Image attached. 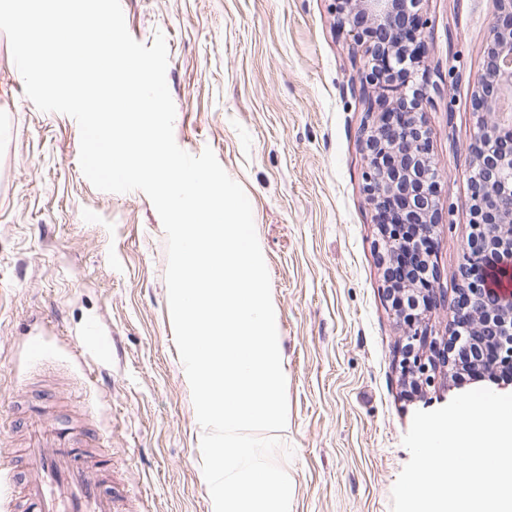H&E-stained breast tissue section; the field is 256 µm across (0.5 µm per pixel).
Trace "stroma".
<instances>
[{
	"label": "stroma",
	"mask_w": 512,
	"mask_h": 512,
	"mask_svg": "<svg viewBox=\"0 0 512 512\" xmlns=\"http://www.w3.org/2000/svg\"><path fill=\"white\" fill-rule=\"evenodd\" d=\"M130 35L164 34L177 145L211 149L244 189L271 282L286 378L277 462L290 512H391L416 411L465 388L443 368L411 387L409 330L387 298L386 244L368 200L369 54L336 0H121ZM497 0H424L416 80L442 222L429 257L439 298L418 327L447 344L470 232L468 173ZM70 116L39 111L0 31V473L19 467L17 420L52 411L98 432L126 512H214L200 426L170 317L167 238L142 191L96 189ZM109 342H82L89 324ZM43 337L41 355L29 343Z\"/></svg>",
	"instance_id": "1"
}]
</instances>
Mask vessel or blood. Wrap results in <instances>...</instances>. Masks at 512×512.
<instances>
[{
  "mask_svg": "<svg viewBox=\"0 0 512 512\" xmlns=\"http://www.w3.org/2000/svg\"><path fill=\"white\" fill-rule=\"evenodd\" d=\"M94 440L87 431L31 426L22 472L10 477L24 489L13 512H119L103 467L85 453Z\"/></svg>",
  "mask_w": 512,
  "mask_h": 512,
  "instance_id": "obj_1",
  "label": "vessel or blood"
}]
</instances>
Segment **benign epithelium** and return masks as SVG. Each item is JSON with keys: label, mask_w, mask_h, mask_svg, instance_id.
<instances>
[{"label": "benign epithelium", "mask_w": 512, "mask_h": 512, "mask_svg": "<svg viewBox=\"0 0 512 512\" xmlns=\"http://www.w3.org/2000/svg\"><path fill=\"white\" fill-rule=\"evenodd\" d=\"M422 0H338L341 22L358 40L370 44L369 80L376 82L381 112L366 128L369 176L366 190L386 237L397 244L389 263L406 269L409 250L405 241L417 236L430 245V235L440 223L437 203V168L430 152L429 130L423 105L429 96L416 83L414 64L424 51L418 39L425 22ZM498 14L486 44L483 73L473 91L478 110L495 115L479 125L480 157L474 159L471 187L470 233L467 263L461 268L464 293L453 305L457 326L467 333V349L477 363L495 343L496 363L512 370V299L491 291L489 279L499 272L512 273V113L499 111L505 91H512V0H497ZM433 270L409 275L401 291L419 296L426 306L436 302ZM392 306L406 318L402 370L427 369L419 355L423 336L416 328L421 313L402 312L387 288Z\"/></svg>", "instance_id": "benign-epithelium-1"}]
</instances>
